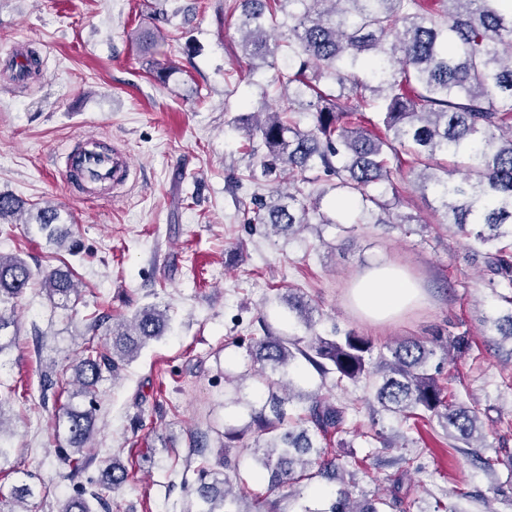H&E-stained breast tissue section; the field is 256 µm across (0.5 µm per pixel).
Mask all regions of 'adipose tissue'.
<instances>
[{"instance_id":"ef3b65f1","label":"adipose tissue","mask_w":512,"mask_h":512,"mask_svg":"<svg viewBox=\"0 0 512 512\" xmlns=\"http://www.w3.org/2000/svg\"><path fill=\"white\" fill-rule=\"evenodd\" d=\"M351 304L363 317L385 322L421 303L422 288L403 271L379 261L367 268L354 282Z\"/></svg>"}]
</instances>
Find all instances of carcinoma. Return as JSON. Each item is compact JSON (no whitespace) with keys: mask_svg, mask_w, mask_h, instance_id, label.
Returning <instances> with one entry per match:
<instances>
[{"mask_svg":"<svg viewBox=\"0 0 512 512\" xmlns=\"http://www.w3.org/2000/svg\"><path fill=\"white\" fill-rule=\"evenodd\" d=\"M286 3L303 6L288 12V53L275 79L292 93L280 108L263 111L265 119L252 115L247 124L261 175L286 171L303 175L305 183L332 181L340 196L360 206L357 223L407 224L410 217L372 190L404 182L406 170L417 168L418 187L433 192L448 229L488 247L482 255L488 283L512 288V0H238L241 52L254 70L276 66L280 44L269 42L267 28L278 26L277 13ZM302 107L312 113L305 129L295 119ZM24 209L22 200L0 193V221ZM315 212L305 194L273 204L255 195L244 217L247 224L268 226L271 234L291 235L310 227ZM58 220L57 209H39L38 231L76 252L71 228ZM35 284L62 306L80 292L69 269L36 274L20 255L0 253L1 305ZM288 312L308 335L269 333L256 341L260 366L247 376L264 384L267 398L245 428L224 432L220 469L204 455L195 478L182 479L196 512H245L238 502L248 487L232 448L248 433L252 459L272 492L291 496L302 481L320 478L336 484L325 512L402 507L397 494L355 493L354 473L347 469L353 451L342 438L355 407L298 388L290 371L301 362L324 386L370 381L382 410L435 419L466 448L475 438L485 441L477 411L446 402L440 366L429 367L438 349L454 361L466 337L449 346L440 336L428 344L407 339L377 351L370 337L352 330L317 334L313 307L298 293H288ZM166 327V313L148 306L112 324L111 344L90 339L81 347L73 373L78 390L72 393L81 402L68 403L65 411L71 471L84 464L81 455L94 430V391L103 373L117 376ZM128 479L127 468L113 461L100 471L90 499L72 496L60 512H93L90 500L104 506ZM32 494L27 483L12 487L9 496L0 495V512H18L16 505Z\"/></svg>","mask_w":512,"mask_h":512,"instance_id":"1","label":"carcinoma"}]
</instances>
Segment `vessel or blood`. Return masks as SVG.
<instances>
[{"instance_id": "vessel-or-blood-1", "label": "vessel or blood", "mask_w": 512, "mask_h": 512, "mask_svg": "<svg viewBox=\"0 0 512 512\" xmlns=\"http://www.w3.org/2000/svg\"><path fill=\"white\" fill-rule=\"evenodd\" d=\"M62 172L68 183L78 188L95 184L120 185L129 175V163L119 153L92 146L67 152Z\"/></svg>"}]
</instances>
